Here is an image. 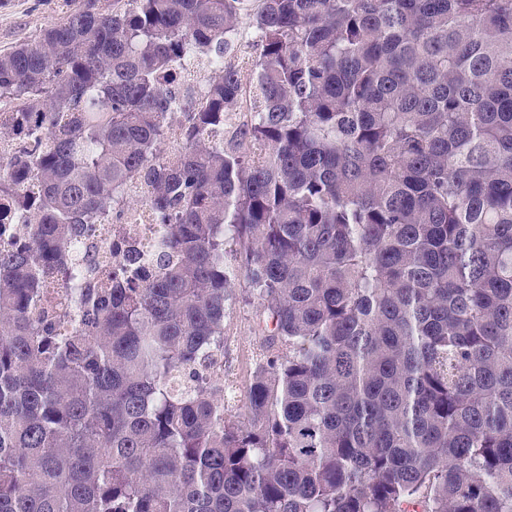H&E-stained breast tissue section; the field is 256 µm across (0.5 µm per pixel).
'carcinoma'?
<instances>
[{
	"label": "carcinoma",
	"instance_id": "carcinoma-1",
	"mask_svg": "<svg viewBox=\"0 0 512 512\" xmlns=\"http://www.w3.org/2000/svg\"><path fill=\"white\" fill-rule=\"evenodd\" d=\"M250 2L82 0L0 53V512H512V0H256L247 77ZM135 196L153 264L51 293ZM252 28H251V16L242 15L239 24V35L235 50L232 54L224 58V62L231 61L239 68L242 69L244 74H248L250 63L255 57V50L253 42L251 40ZM231 294L229 315L224 321V382L244 392L263 344L261 305L250 294L249 284L238 274Z\"/></svg>",
	"mask_w": 512,
	"mask_h": 512
}]
</instances>
